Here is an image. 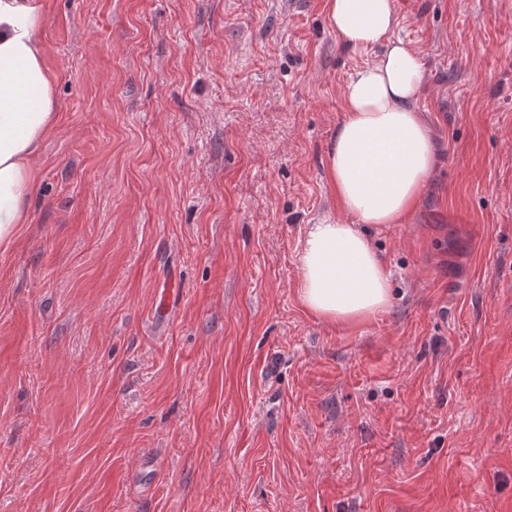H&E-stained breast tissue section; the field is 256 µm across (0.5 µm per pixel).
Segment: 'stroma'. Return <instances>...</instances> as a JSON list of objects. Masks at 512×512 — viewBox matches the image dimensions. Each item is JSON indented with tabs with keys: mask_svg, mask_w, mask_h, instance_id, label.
Instances as JSON below:
<instances>
[{
	"mask_svg": "<svg viewBox=\"0 0 512 512\" xmlns=\"http://www.w3.org/2000/svg\"><path fill=\"white\" fill-rule=\"evenodd\" d=\"M40 2L59 115L0 245V512H512V0H394L437 167L366 225L394 296L353 324L299 297L371 59L326 0Z\"/></svg>",
	"mask_w": 512,
	"mask_h": 512,
	"instance_id": "stroma-1",
	"label": "stroma"
}]
</instances>
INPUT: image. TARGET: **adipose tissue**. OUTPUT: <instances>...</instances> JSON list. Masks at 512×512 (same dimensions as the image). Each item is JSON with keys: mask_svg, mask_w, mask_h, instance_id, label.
Masks as SVG:
<instances>
[{"mask_svg": "<svg viewBox=\"0 0 512 512\" xmlns=\"http://www.w3.org/2000/svg\"><path fill=\"white\" fill-rule=\"evenodd\" d=\"M343 47L373 62L346 82L343 117L326 155L343 220L309 225L298 255L303 306L321 320L349 324L385 311L391 273L366 224H399L417 204L437 163L430 129L416 108L425 83L419 51L395 37L393 0H327ZM38 0H0V244L28 223L33 160L59 110L55 75L38 37Z\"/></svg>", "mask_w": 512, "mask_h": 512, "instance_id": "obj_1", "label": "adipose tissue"}]
</instances>
